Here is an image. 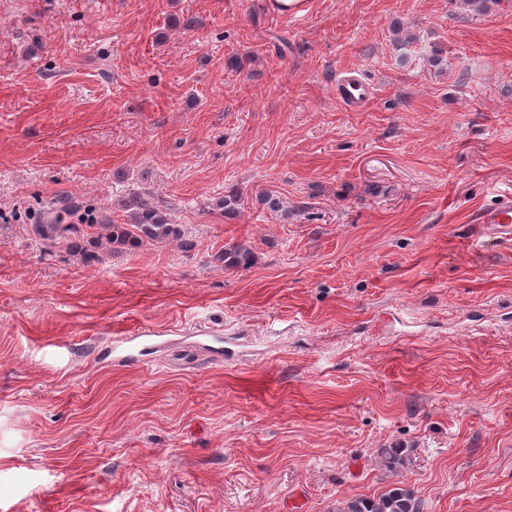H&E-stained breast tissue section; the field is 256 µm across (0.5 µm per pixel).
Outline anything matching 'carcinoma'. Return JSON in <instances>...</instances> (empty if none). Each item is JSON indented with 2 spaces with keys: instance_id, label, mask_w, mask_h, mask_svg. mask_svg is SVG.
<instances>
[{
  "instance_id": "obj_1",
  "label": "carcinoma",
  "mask_w": 512,
  "mask_h": 512,
  "mask_svg": "<svg viewBox=\"0 0 512 512\" xmlns=\"http://www.w3.org/2000/svg\"><path fill=\"white\" fill-rule=\"evenodd\" d=\"M131 210L130 221L126 224H102L101 232L88 240L78 234L69 235L73 225L62 223L61 214L72 212L68 203L55 209V222L35 225L36 232L44 239L55 241L65 239L71 251L88 254V247L100 248L109 245L119 249L137 248L146 243H161L180 236V231L168 222L165 212L157 205L133 197L127 202ZM224 268L247 269L252 264V252L243 244H232L218 256ZM336 512H420V504L414 494L405 488L394 487L378 497L356 498L344 502Z\"/></svg>"
}]
</instances>
